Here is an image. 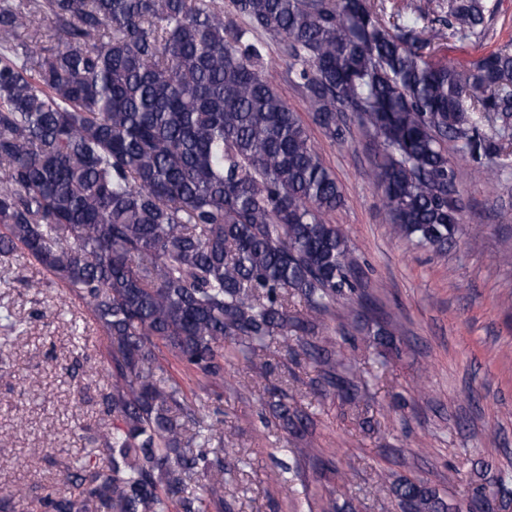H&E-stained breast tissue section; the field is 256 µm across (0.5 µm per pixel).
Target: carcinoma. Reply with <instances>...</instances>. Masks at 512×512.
Wrapping results in <instances>:
<instances>
[{
	"label": "carcinoma",
	"mask_w": 512,
	"mask_h": 512,
	"mask_svg": "<svg viewBox=\"0 0 512 512\" xmlns=\"http://www.w3.org/2000/svg\"><path fill=\"white\" fill-rule=\"evenodd\" d=\"M0 0V255L18 249L82 300L112 349L101 394L110 419L79 460L77 497L43 512H209L224 504V426L191 421L166 349L211 384L224 364L277 344L321 365L319 383L355 404L336 351L306 341L356 292L348 240L330 217L336 176L266 71L270 39L313 122L333 142L355 121L372 136L371 175L396 236L448 252L464 204L446 143L512 159V46L465 66L432 58V24L484 37L490 0ZM38 15L45 30L12 39ZM299 297L303 308L291 307ZM266 406L309 435L294 395ZM203 475L202 495H184ZM275 481L310 492L300 466ZM402 512H462L420 479L392 487ZM493 495L468 481L467 501ZM322 512H351L326 490Z\"/></svg>",
	"instance_id": "obj_1"
}]
</instances>
